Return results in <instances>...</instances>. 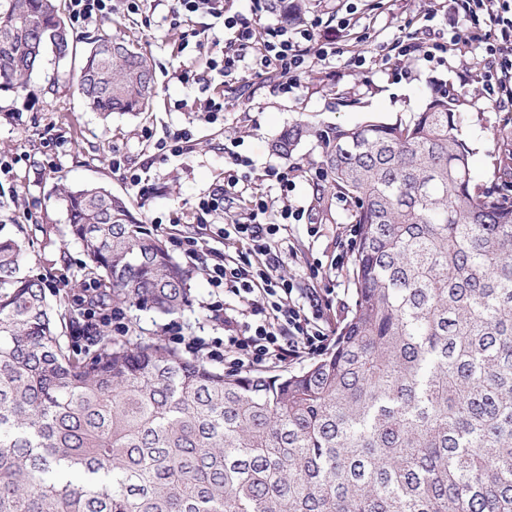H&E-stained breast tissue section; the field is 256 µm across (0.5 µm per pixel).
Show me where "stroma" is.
I'll use <instances>...</instances> for the list:
<instances>
[{
  "instance_id": "35a3bbf8",
  "label": "stroma",
  "mask_w": 512,
  "mask_h": 512,
  "mask_svg": "<svg viewBox=\"0 0 512 512\" xmlns=\"http://www.w3.org/2000/svg\"><path fill=\"white\" fill-rule=\"evenodd\" d=\"M351 2L357 7L351 30L337 38L328 55H312L305 76L288 94L281 93L276 71L249 69L231 79L210 65L228 49L225 18L251 17L248 0H224L220 17L176 13L175 0H146L132 14L124 0H112L111 15L77 29L84 39L107 33L136 40L151 56L156 97L140 116L117 114L102 121L78 95L70 59L48 58L27 88L0 91V201L10 207L5 221L27 248L29 273L45 279L47 297L64 296L66 306L73 307L84 296L85 255L67 231L58 185L105 187L155 233L167 235L176 223L196 234L205 248L220 251L224 242L212 237L207 225L238 218L246 204L229 201L223 210L207 214L199 202L223 194L229 156L236 153L249 159L238 173L246 177L249 193L267 200L271 221H279L287 208L307 210L306 219L280 233L284 272L296 287L316 289L327 334L335 336L353 302L348 283L353 228L344 203L313 205L319 169L315 144L302 145L287 162L271 153V140L299 121L392 123L421 111L432 88L446 84L463 100L462 135L473 150L474 181L482 184L491 177L494 134L504 117L512 116V109H495L465 82L456 48H449L439 63L386 60L388 47L408 34L427 31L445 42L452 32L466 33L464 18L448 23L449 0H316L313 13L321 31L336 29ZM182 65L190 67L197 82L172 80V71ZM209 98L223 100L219 116L205 112ZM183 132L190 138L184 151L170 152L169 144ZM116 159L122 162L118 171L112 167ZM287 163L296 171L293 189L284 193L268 172ZM173 257L190 268V306L173 315L134 308L114 313L108 334L124 339L137 325L158 331L177 349L194 341L218 354L224 349V292L212 287L202 267L189 265L181 251Z\"/></svg>"
}]
</instances>
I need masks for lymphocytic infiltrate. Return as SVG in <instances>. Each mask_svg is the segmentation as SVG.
Masks as SVG:
<instances>
[{"instance_id":"f902f5d3","label":"lymphocytic infiltrate","mask_w":512,"mask_h":512,"mask_svg":"<svg viewBox=\"0 0 512 512\" xmlns=\"http://www.w3.org/2000/svg\"><path fill=\"white\" fill-rule=\"evenodd\" d=\"M455 13L471 24L466 45L480 49L485 64L480 73L481 94L494 105L512 103V0H454ZM234 30V52L225 54L224 75L239 72L250 62L274 69L283 89H292L306 68L312 29L289 36L283 25L258 26L236 16L225 18ZM247 221L216 228V235L234 243V251L205 258L193 237H172L192 263L204 264L211 283L231 297L224 308V355L233 367L260 370L273 364L315 353L327 339L320 324L321 303L315 293H295L292 282L280 274L281 254L271 240L280 224L267 221V207L253 197Z\"/></svg>"}]
</instances>
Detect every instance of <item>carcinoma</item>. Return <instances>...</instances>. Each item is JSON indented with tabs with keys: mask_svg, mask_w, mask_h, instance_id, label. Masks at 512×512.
Instances as JSON below:
<instances>
[{
	"mask_svg": "<svg viewBox=\"0 0 512 512\" xmlns=\"http://www.w3.org/2000/svg\"><path fill=\"white\" fill-rule=\"evenodd\" d=\"M311 0H266L306 23ZM67 26L57 0H0V91L27 86ZM76 89L103 121L150 108L153 64L104 34ZM460 99L408 120L295 123L320 148L314 202L348 204L353 303L298 373L222 374L161 338L100 336L76 357L0 224V512H512V127L476 187ZM99 309L174 314L188 272L103 187L65 189Z\"/></svg>",
	"mask_w": 512,
	"mask_h": 512,
	"instance_id": "cac0c4a2",
	"label": "carcinoma"
}]
</instances>
